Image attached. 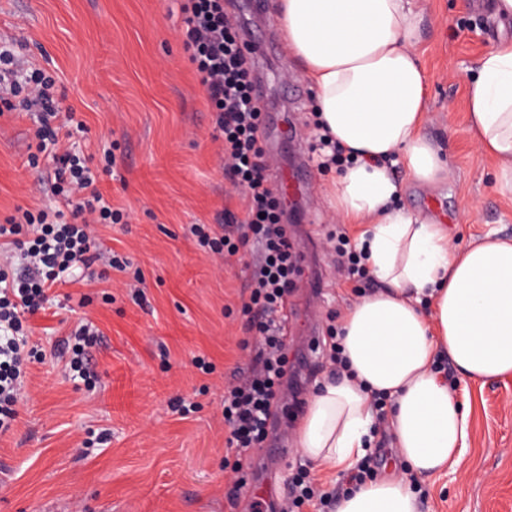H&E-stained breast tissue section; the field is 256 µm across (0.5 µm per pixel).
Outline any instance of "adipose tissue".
Here are the masks:
<instances>
[{
  "mask_svg": "<svg viewBox=\"0 0 512 512\" xmlns=\"http://www.w3.org/2000/svg\"><path fill=\"white\" fill-rule=\"evenodd\" d=\"M288 55L316 88L315 111L349 164L324 188L337 218L363 225L358 246L381 290L347 308L342 345L349 376L322 385L300 426L299 454L342 471L363 457L373 393L391 402L388 428L400 460L420 476L453 468L469 423L434 368L445 353L473 381L512 375V241L489 235L457 250L446 225L395 207L403 187L387 166L433 188L448 177L429 122L427 75L415 52L414 0H279ZM469 130L495 159L499 192L512 196V42L489 47L467 86ZM405 475L346 493L336 512H418Z\"/></svg>",
  "mask_w": 512,
  "mask_h": 512,
  "instance_id": "ef3b65f1",
  "label": "adipose tissue"
}]
</instances>
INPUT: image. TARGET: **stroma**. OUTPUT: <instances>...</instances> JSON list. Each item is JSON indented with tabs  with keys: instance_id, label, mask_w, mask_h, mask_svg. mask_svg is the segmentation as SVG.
Listing matches in <instances>:
<instances>
[{
	"instance_id": "35a3bbf8",
	"label": "stroma",
	"mask_w": 512,
	"mask_h": 512,
	"mask_svg": "<svg viewBox=\"0 0 512 512\" xmlns=\"http://www.w3.org/2000/svg\"><path fill=\"white\" fill-rule=\"evenodd\" d=\"M276 0L262 12L228 0L257 70L266 81L263 116L288 122L295 137L282 145L270 126L262 132L270 169L287 170L303 157L305 188L288 212L300 273L289 302L288 354L323 344L358 293L377 281L344 287L334 262V235L357 236L336 219L322 194L337 168L319 167L311 150L315 91L281 45ZM417 50L428 77L427 134L448 159V179L435 191L417 186L403 166L401 207H441L460 249L488 232L512 239V198L495 188L494 167L476 149L467 125L466 88L493 39H512V21L488 36L492 16L473 0H420ZM19 49L24 67L59 80L62 107L83 130L74 149L101 167L113 163L100 188L122 209L120 224L96 227L104 252L139 268L140 300L132 275L94 265L97 279L62 278L43 310L25 315L31 356L13 429L0 435V512H253V502H284L298 477L329 496L347 487L345 472H321L296 451L295 440L318 383L340 379L322 354L297 368L300 404L288 411L287 435L244 455L224 447L222 385L244 359L238 349L244 317L238 297L246 271L237 258L203 252L191 225L218 228L232 187L215 143L214 115L183 50L171 0H0V38ZM36 126L31 113L0 116V219L16 206L47 203L24 165ZM319 279L318 293L307 283ZM99 330L89 350L95 376L88 388L72 377L64 345L78 324ZM211 367L203 373L194 357ZM453 394L466 406L470 440L454 474L416 482L422 512H512V376L485 383L454 374ZM242 468H235V461ZM238 481V506L225 498Z\"/></svg>"
}]
</instances>
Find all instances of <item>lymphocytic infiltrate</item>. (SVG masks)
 Masks as SVG:
<instances>
[{
	"mask_svg": "<svg viewBox=\"0 0 512 512\" xmlns=\"http://www.w3.org/2000/svg\"><path fill=\"white\" fill-rule=\"evenodd\" d=\"M179 11L184 51L215 114L213 139L224 159V175L243 205L242 214L226 211L221 241L204 233L199 241L215 252H253L245 265L247 290L240 297L248 336L238 343L252 357L247 373L224 387L225 443L241 452L264 447L274 411L284 398L289 367L282 311L299 265L283 222L285 203L263 164L257 74L236 22L225 10L224 0H179ZM14 64V52L1 45L0 89L9 88L13 96L6 110L40 115L28 167L37 168L39 155L48 146H61L62 151L54 156L50 186L54 204L35 209L19 206L0 222V241L13 246L23 260L21 272H0V435L12 429L21 398L27 344L18 331L21 317L40 309L46 288L61 273L85 271L103 259L110 268L127 267L126 260L103 258L96 243L94 225L120 220L98 187V174L89 158L62 147L71 136L74 112L59 106L52 76L34 70L20 77Z\"/></svg>",
	"mask_w": 512,
	"mask_h": 512,
	"instance_id": "1",
	"label": "lymphocytic infiltrate"
}]
</instances>
